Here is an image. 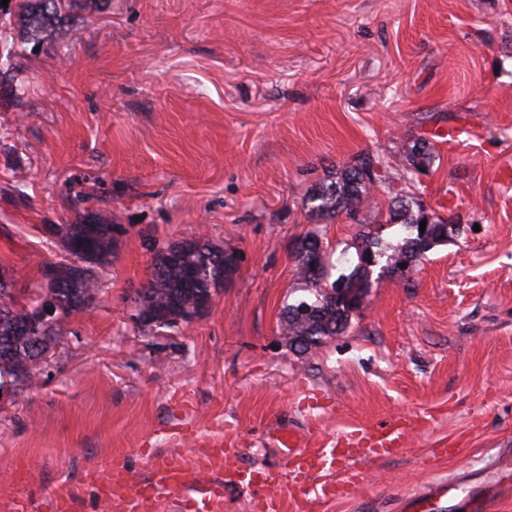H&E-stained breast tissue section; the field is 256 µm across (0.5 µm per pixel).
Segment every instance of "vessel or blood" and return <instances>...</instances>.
I'll return each instance as SVG.
<instances>
[{
    "label": "vessel or blood",
    "mask_w": 512,
    "mask_h": 512,
    "mask_svg": "<svg viewBox=\"0 0 512 512\" xmlns=\"http://www.w3.org/2000/svg\"><path fill=\"white\" fill-rule=\"evenodd\" d=\"M235 439L232 433L221 440L196 435L191 463L152 456L147 477L136 484L118 459L105 467L90 468L86 478L114 512H157L163 498L176 490L185 493L181 512H222L225 485L277 488L290 483L301 488L316 474L330 470L337 471L338 477L324 481L319 495L335 500L349 497L358 486L359 474L347 464L354 448L391 454L405 447L407 434L399 418L378 427L363 425L336 439L323 437L313 441L307 434L283 430L279 441L288 450L285 466L252 470L243 466L233 446Z\"/></svg>",
    "instance_id": "1"
}]
</instances>
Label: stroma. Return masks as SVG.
Returning <instances> with one entry per match:
<instances>
[{
    "mask_svg": "<svg viewBox=\"0 0 512 512\" xmlns=\"http://www.w3.org/2000/svg\"><path fill=\"white\" fill-rule=\"evenodd\" d=\"M415 186L462 226L405 279L382 275L347 331L300 354L279 334L294 300L293 244L336 250L380 224L313 225L309 187L361 152L406 178L402 148L436 129ZM512 0H110L54 48L0 60V262L29 298L45 233L76 215L125 233L95 305L69 316L38 387L0 406V512H104L84 474L112 458L134 479L147 450L188 459L185 424L234 428L250 465H283L276 429L333 437L433 412L406 448L356 460L353 499L283 488V512H512ZM206 236L238 255L209 310L178 334L142 331L129 297L154 248Z\"/></svg>",
    "mask_w": 512,
    "mask_h": 512,
    "instance_id": "1",
    "label": "stroma"
}]
</instances>
